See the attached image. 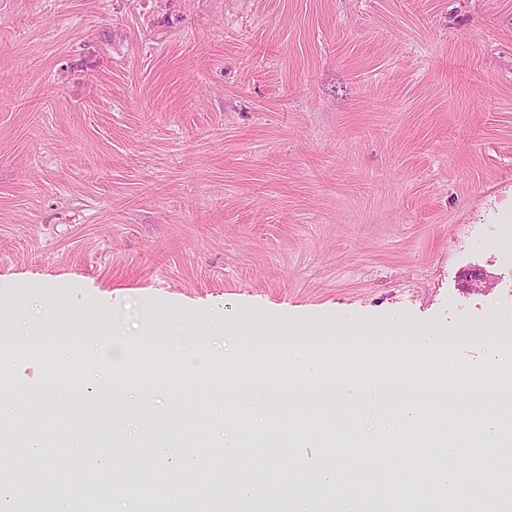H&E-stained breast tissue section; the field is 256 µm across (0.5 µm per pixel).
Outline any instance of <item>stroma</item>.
I'll return each mask as SVG.
<instances>
[{
  "instance_id": "obj_1",
  "label": "stroma",
  "mask_w": 512,
  "mask_h": 512,
  "mask_svg": "<svg viewBox=\"0 0 512 512\" xmlns=\"http://www.w3.org/2000/svg\"><path fill=\"white\" fill-rule=\"evenodd\" d=\"M512 214V0H0V333L64 335L51 351L0 354L20 390L0 407V467L54 441L42 465L54 494L98 444L121 439L120 477L151 482L165 438L223 452L225 433L267 426L209 387L155 391L150 415H107L82 394L45 396L39 377L139 375L166 328L178 351L222 303L231 332L288 324L374 336L428 333L439 356L494 360L512 340V252L496 247ZM483 270L487 288L465 281ZM53 284L45 308L33 283ZM112 328L136 346L88 348ZM302 427L354 425L392 448H440L446 430L479 435L453 405L408 422L392 411L324 420L323 400L284 405ZM473 500L494 507L503 449L485 447ZM259 498L322 492L346 455L317 438L250 454ZM394 465L398 497L448 490Z\"/></svg>"
}]
</instances>
